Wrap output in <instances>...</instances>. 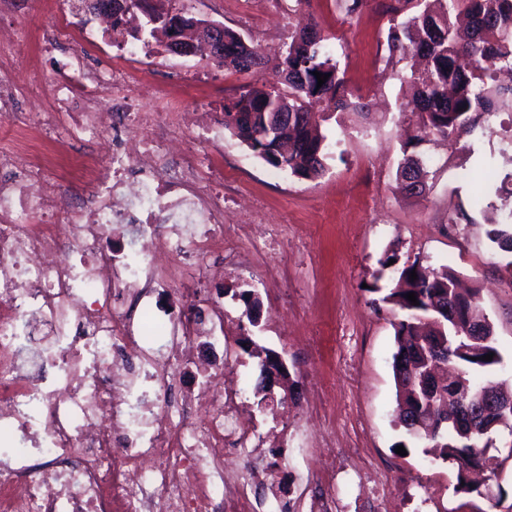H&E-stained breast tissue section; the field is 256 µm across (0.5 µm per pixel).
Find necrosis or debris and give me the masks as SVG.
I'll return each instance as SVG.
<instances>
[{"mask_svg": "<svg viewBox=\"0 0 512 512\" xmlns=\"http://www.w3.org/2000/svg\"><path fill=\"white\" fill-rule=\"evenodd\" d=\"M148 71L112 64L57 82L46 111H18L0 82V512H259L249 485L224 461L247 453L253 430L224 371L206 370L181 400L166 394L194 352L216 346L199 324L159 316L153 294L166 270L201 265L224 247V169L159 165L170 140L131 95L151 88ZM122 115L150 127V140H115ZM96 140L105 159L84 168L36 155L41 135ZM80 180L85 201L61 200ZM129 254L107 248L113 225ZM127 287L138 310L112 306Z\"/></svg>", "mask_w": 512, "mask_h": 512, "instance_id": "1", "label": "necrosis or debris"}]
</instances>
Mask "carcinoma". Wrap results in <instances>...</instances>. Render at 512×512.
I'll return each mask as SVG.
<instances>
[{
  "instance_id": "obj_1",
  "label": "carcinoma",
  "mask_w": 512,
  "mask_h": 512,
  "mask_svg": "<svg viewBox=\"0 0 512 512\" xmlns=\"http://www.w3.org/2000/svg\"><path fill=\"white\" fill-rule=\"evenodd\" d=\"M123 15L149 18L152 0H124ZM386 34L388 61L403 64L401 80L412 91L405 111L417 117L415 134L403 150L397 179L417 181L409 190L417 196L428 188L427 164L413 149L434 134L453 142L471 133L490 116L512 108V87L494 84L496 73L512 67V0H390ZM241 34L224 29L225 54L221 67L249 72L262 64L261 54L251 47L249 62L242 65L228 57L241 46ZM326 37L311 25L290 36L284 57L277 65L281 83L253 85L224 104V128L270 166L301 179H316L327 169L330 156L326 136L320 130L310 103L324 102L335 111L356 110L350 100L339 62L325 49ZM328 75L317 87L313 72ZM288 114V152L275 149L276 138L268 134L267 107ZM511 221L488 232L497 248L512 254ZM417 279L410 280V272ZM413 292L418 304L407 300ZM401 314L395 324L396 351L392 368L396 381L395 418L408 434L429 441L427 453L456 469V486L465 494L477 492L472 475L480 469L478 456L489 447L485 436L468 444L449 425L434 429L443 417L441 403L452 413L461 400L478 405L485 388L468 376L494 368L501 362L494 326L483 324L486 344L459 336L470 323V313L480 309L478 292H462L446 266L429 271L420 259L403 264L395 288L382 298ZM492 360L483 361L484 355Z\"/></svg>"
}]
</instances>
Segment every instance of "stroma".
Listing matches in <instances>:
<instances>
[{"mask_svg":"<svg viewBox=\"0 0 512 512\" xmlns=\"http://www.w3.org/2000/svg\"><path fill=\"white\" fill-rule=\"evenodd\" d=\"M0 21L22 27L32 55L33 73L19 72L18 84L38 76L45 94L24 100V112H41L46 94L63 77L61 66L82 58L96 71L124 54L127 38L98 32V19L82 14L97 33L101 48L91 51L65 40H51L55 0H11ZM386 0H367L361 11L345 17L339 0H183L187 12L210 17L242 32L257 46L264 67L240 73L212 60L183 57L158 48L138 58L153 82L200 115L202 126L222 118L224 104L246 85L276 82V65L291 33L317 22L326 48L337 57L349 89L365 108L329 112L322 123L330 157L319 178L305 180L266 164L233 136L223 142L199 139L163 118L176 135L178 154L215 157L224 165V217L237 229L238 249L224 258V277L198 281L194 295L175 289L157 291L159 310L187 316L199 298L219 299L227 361L233 389L256 429L266 455L276 463V477L296 503L326 495L316 477L323 439L336 442V489L340 512H512V460L492 453L493 483L504 494L491 499L456 490L451 464L430 462L424 444L394 422L396 312L376 301L395 285L393 270L380 258L396 252L400 261L449 266L467 286L478 289L481 306L495 328L502 361L487 378L512 386V258L488 238L512 209V195L492 196L491 207L474 205L479 177L495 180L512 171V111L490 118L487 133L461 135L455 142L430 137L417 149L430 170L424 196L402 193L395 171L401 145L415 118L404 112V96L395 68L387 66ZM207 70V83L188 85L187 68ZM465 211L452 224L449 214ZM272 228L277 251H267L248 235L247 225ZM254 291L259 323L249 325L238 292ZM280 353L289 383L273 386L272 405L257 390L261 349ZM405 446L397 454L396 446Z\"/></svg>","mask_w":512,"mask_h":512,"instance_id":"35a3bbf8","label":"stroma"}]
</instances>
